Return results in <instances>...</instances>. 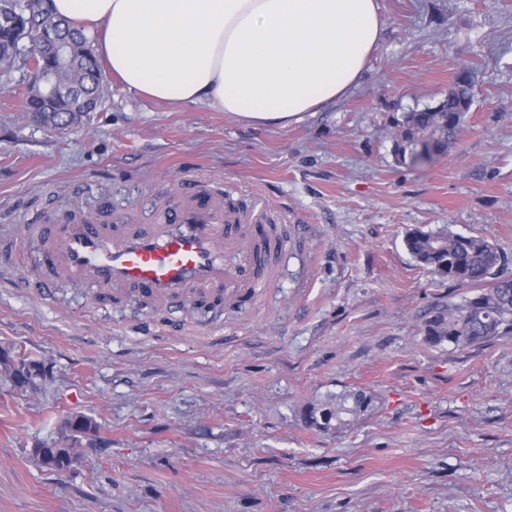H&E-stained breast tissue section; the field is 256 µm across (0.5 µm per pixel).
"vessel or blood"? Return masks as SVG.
I'll use <instances>...</instances> for the list:
<instances>
[{
    "label": "vessel or blood",
    "instance_id": "b4317fda",
    "mask_svg": "<svg viewBox=\"0 0 512 512\" xmlns=\"http://www.w3.org/2000/svg\"><path fill=\"white\" fill-rule=\"evenodd\" d=\"M28 232L48 271L38 281L42 292L89 286L159 308L211 298L238 303L274 280L285 249L259 211L225 210L223 196L201 179L152 224H127L119 215L108 223L78 217L32 224Z\"/></svg>",
    "mask_w": 512,
    "mask_h": 512
}]
</instances>
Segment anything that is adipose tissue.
Segmentation results:
<instances>
[{
  "label": "adipose tissue",
  "instance_id": "ef3b65f1",
  "mask_svg": "<svg viewBox=\"0 0 512 512\" xmlns=\"http://www.w3.org/2000/svg\"><path fill=\"white\" fill-rule=\"evenodd\" d=\"M98 32L131 91L288 126L343 98L379 39V0H44Z\"/></svg>",
  "mask_w": 512,
  "mask_h": 512
}]
</instances>
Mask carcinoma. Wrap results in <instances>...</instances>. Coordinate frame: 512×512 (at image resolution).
Returning <instances> with one entry per match:
<instances>
[{
  "mask_svg": "<svg viewBox=\"0 0 512 512\" xmlns=\"http://www.w3.org/2000/svg\"><path fill=\"white\" fill-rule=\"evenodd\" d=\"M0 16L13 20L11 26L0 24L1 65L23 72L30 64L44 73L55 70L57 62L44 46L46 35L52 31L71 48V64L62 74L63 81L79 95L100 98L101 69L84 30L48 14L42 0H0ZM21 84L24 85L23 111L36 116L50 110L57 121L74 111L71 93H60L49 101L40 89L29 86L26 79H21ZM470 105V89L460 86L445 101V111L426 109L406 113L393 140L398 163L416 166L409 156L420 143L427 146L434 158L452 151L458 144ZM404 243L421 265L460 286L480 288L478 294L462 303L432 309L421 328L429 343L448 342L467 347L512 334V278L498 276L502 255L486 237L415 229L405 234ZM373 400V395L361 390L342 393L310 407L305 414L306 424L319 431H338L365 413Z\"/></svg>",
  "mask_w": 512,
  "mask_h": 512,
  "instance_id": "obj_1",
  "label": "carcinoma"
}]
</instances>
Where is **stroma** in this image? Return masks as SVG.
Segmentation results:
<instances>
[{
  "label": "stroma",
  "mask_w": 512,
  "mask_h": 512,
  "mask_svg": "<svg viewBox=\"0 0 512 512\" xmlns=\"http://www.w3.org/2000/svg\"><path fill=\"white\" fill-rule=\"evenodd\" d=\"M381 38L359 84L288 127L205 104L146 99L105 74L97 111L61 129L0 72V512H512V335L426 342L432 308L472 296L419 264L406 230L479 234L512 277V0H379ZM472 105L457 147L398 164L404 114L459 79ZM269 204L290 236L276 281L239 306H119L89 288L43 297L29 222L101 201L148 224L181 178ZM364 390L351 426L308 406ZM95 430L69 470L67 417Z\"/></svg>",
  "instance_id": "obj_1"
}]
</instances>
